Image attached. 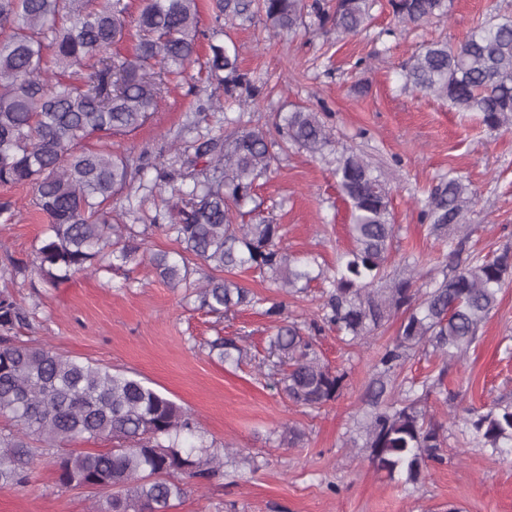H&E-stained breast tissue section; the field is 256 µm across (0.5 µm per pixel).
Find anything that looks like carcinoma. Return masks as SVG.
<instances>
[{
	"label": "carcinoma",
	"mask_w": 512,
	"mask_h": 512,
	"mask_svg": "<svg viewBox=\"0 0 512 512\" xmlns=\"http://www.w3.org/2000/svg\"><path fill=\"white\" fill-rule=\"evenodd\" d=\"M375 0H215V23L225 17L250 22L258 14L280 32H295L313 17L320 28L344 38L361 30ZM404 26L443 17L451 0H388ZM124 0H0V186L28 185L31 206L47 217L36 249L34 274L47 288L94 273L112 258L136 260L140 245L132 224L112 218L107 203L151 167L166 212L148 217L179 245L153 255L159 278L171 288L189 283L195 260L224 276L205 275L191 295L198 309L219 317L242 307L269 304L281 316L283 300H269L231 275L253 270L293 298L322 279L329 284L321 318L324 327L349 343L364 344L401 313L397 336L380 352L366 391L371 411L362 425L364 447L378 472L406 485L425 478L429 464L444 459V426L418 407V390L442 384H399L384 398L391 374L410 353L428 349L462 357L496 309L508 278L512 250L491 258L460 259L448 245V273L440 282L419 283L416 274L391 276L395 221L391 192L362 155L344 150L333 175L350 208L352 247L326 272L315 258L288 253L281 227L264 218L239 224L242 209L260 208L256 180L272 165L277 135L314 155L335 152L320 114L280 112L274 132L224 119V133L194 145L183 168L158 161L136 163L86 141L141 127L158 110L169 85L196 60L204 31L197 0H142L133 54L114 55L110 46L125 34ZM207 78L221 85L250 86L240 72L237 48L210 42ZM414 90L448 101L459 112H475L490 130L512 122V16L496 14L456 46L432 41L404 64ZM473 193L460 177L440 181L422 217L433 233L468 228ZM30 312L13 293L0 291V417L16 422L0 430V488L29 482L36 457L35 436L52 446L107 439L105 450L72 451L53 457L59 485L112 490L102 512H170L189 485L224 476V459L201 434L199 422L133 372L84 362L47 344L17 343L13 334L29 325ZM244 336H218L210 351L237 366L247 358ZM297 406L319 409L336 401L345 374L320 359L315 338L294 322L277 326L268 356L259 363ZM453 419L469 427L471 440L501 452L512 449V402L485 412L462 409Z\"/></svg>",
	"instance_id": "cac0c4a2"
}]
</instances>
